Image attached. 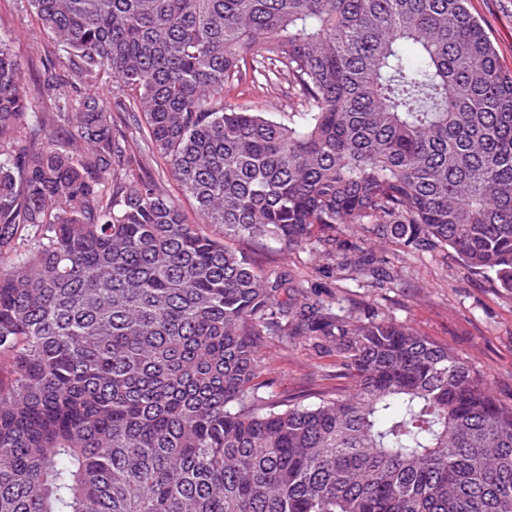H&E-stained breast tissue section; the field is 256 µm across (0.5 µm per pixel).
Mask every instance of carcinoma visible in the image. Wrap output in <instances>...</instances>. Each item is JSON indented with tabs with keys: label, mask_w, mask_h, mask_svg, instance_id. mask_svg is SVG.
Segmentation results:
<instances>
[{
	"label": "carcinoma",
	"mask_w": 512,
	"mask_h": 512,
	"mask_svg": "<svg viewBox=\"0 0 512 512\" xmlns=\"http://www.w3.org/2000/svg\"><path fill=\"white\" fill-rule=\"evenodd\" d=\"M28 3L55 58L36 98L0 39V512H512L485 376L225 243L353 225L322 239L352 274L449 247L512 293V73L467 0ZM242 81L286 119L224 101ZM156 155L198 222L135 177ZM271 334L336 345L353 388L276 399Z\"/></svg>",
	"instance_id": "1"
}]
</instances>
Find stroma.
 Masks as SVG:
<instances>
[{
    "instance_id": "1",
    "label": "stroma",
    "mask_w": 512,
    "mask_h": 512,
    "mask_svg": "<svg viewBox=\"0 0 512 512\" xmlns=\"http://www.w3.org/2000/svg\"><path fill=\"white\" fill-rule=\"evenodd\" d=\"M469 8L484 25L503 67L512 71V0H470ZM0 38L20 60L32 94H43L51 41L27 0H0ZM224 98L274 119L288 109L281 91L267 93L247 83L227 88ZM231 246L246 252L263 271L292 273L312 297L330 303L338 314L389 316L448 345L485 375L502 399L512 400V293L467 269L451 249L391 259L385 266L388 278L379 284L364 276L349 279L315 242L293 254L280 253L270 240L235 239ZM259 357L260 382L280 398L312 403L350 386L340 354L317 339L266 336Z\"/></svg>"
}]
</instances>
